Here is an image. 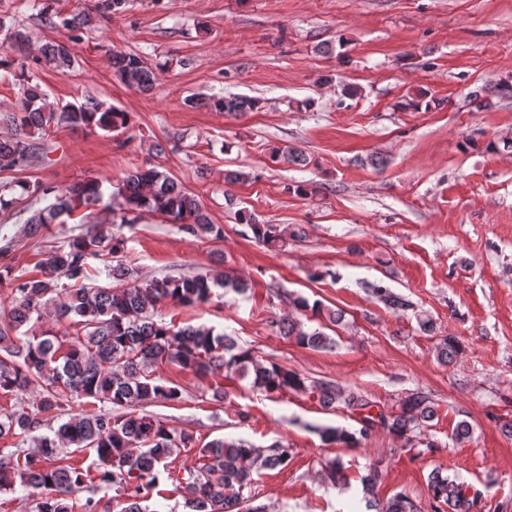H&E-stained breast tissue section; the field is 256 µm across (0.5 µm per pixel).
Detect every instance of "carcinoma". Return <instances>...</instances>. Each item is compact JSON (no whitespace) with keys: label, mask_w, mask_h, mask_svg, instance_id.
Returning <instances> with one entry per match:
<instances>
[{"label":"carcinoma","mask_w":512,"mask_h":512,"mask_svg":"<svg viewBox=\"0 0 512 512\" xmlns=\"http://www.w3.org/2000/svg\"><path fill=\"white\" fill-rule=\"evenodd\" d=\"M85 13L65 16L45 5L40 9L47 26L74 32L91 22L109 23L112 16L125 11L127 0H93ZM7 48L0 51V70L20 69L26 87L17 109L7 118L11 131L0 135V172L26 166L36 146L29 141L32 132L43 133L51 125L71 128L97 127L119 131L130 125L131 115L119 108L88 98L80 104L47 108L46 94L40 84L25 77L24 62L30 36L22 27H8ZM41 59L57 69H70L75 58L66 42L43 45ZM114 76L127 88L146 93L156 83L162 65L140 56L116 51L112 54ZM512 96V82L503 80L491 87L478 86L470 91L471 102L479 109L492 105V97ZM434 103L427 89L409 96L403 108L429 109ZM208 105L216 112L245 114L260 109L252 97L211 98ZM30 194L49 201L32 211L25 220L27 234L38 235L49 224L72 216L102 198L101 184L92 179L66 188L35 183L26 186ZM113 198L119 200L121 224H133L143 215H157L178 224L199 238H224V227L213 224L201 204L160 165L138 168L125 174ZM238 221L250 229L253 238L274 249L285 243L277 224H261L248 212H237ZM114 224L91 223L66 244L49 252L47 264L53 271L75 282L66 296H60L57 284L37 278L10 277V267L0 270V286L8 284L11 305L0 307V395H16L35 386L41 387L37 399L26 408L0 409V439H15L14 447L0 448V492L20 486L41 495L39 512H94L98 503L92 498L79 504L72 494L94 481L113 489L120 501L118 512H148L140 505L141 494L166 479L183 499L187 512H264L262 506H245L250 498L244 491L253 483V475L263 470L285 468L292 449L281 441L257 448L243 440L216 438L198 451V460L183 470L170 467L171 458L195 442L193 434L176 430L161 419L138 412V407L157 400L181 399V387L155 376V368L175 364L203 377H226L247 381L269 397L288 392L319 397L322 406L337 403L356 415L358 427L319 429L324 441L357 448L369 439L374 429L412 444L413 434L435 416L434 402L418 390L411 393L397 413L375 409L365 395L345 390L333 382L308 381L285 366L265 363L254 351L241 346L228 334L200 325L174 328L154 319L158 303L171 300L182 306L210 302L216 288H232L244 293L245 280L229 272L210 277L165 276L145 285L134 283V270L117 261L109 271L111 286L87 282L90 262L103 254L116 255L124 246ZM373 294L389 307L400 309L408 303L388 288L375 286ZM297 314L311 312L332 325L344 320V312L309 302L297 296L290 301ZM53 309L57 320H68L79 327L72 338L48 330L38 336H22L20 329L40 322ZM279 333L296 344L311 349H331L335 340L322 328L311 329L292 316L272 321ZM460 347L452 336L439 343L438 359L447 364ZM87 403L108 402L120 409L85 412L51 426L67 411L74 399ZM49 434L35 435L42 426ZM35 447H25L28 442ZM326 477L333 483L346 478L341 458L326 462ZM382 470L380 462L370 464L360 481L372 512H420L415 502L403 493L390 497L379 509L376 493ZM427 490L432 512H471L476 498L469 497L465 483L435 469L428 478Z\"/></svg>","instance_id":"cac0c4a2"}]
</instances>
